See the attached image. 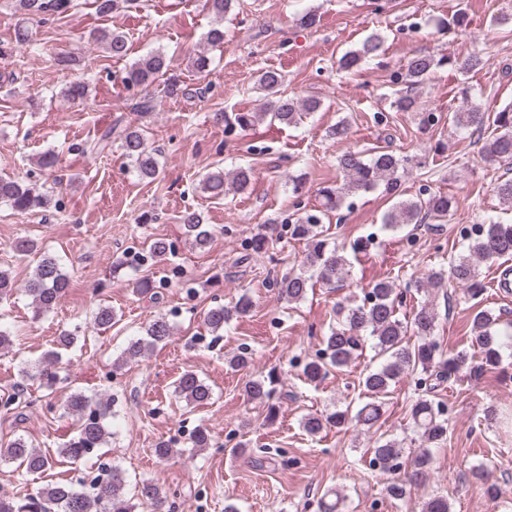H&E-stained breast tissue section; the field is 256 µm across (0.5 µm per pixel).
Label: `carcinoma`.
I'll return each instance as SVG.
<instances>
[{"label": "carcinoma", "instance_id": "cac0c4a2", "mask_svg": "<svg viewBox=\"0 0 512 512\" xmlns=\"http://www.w3.org/2000/svg\"><path fill=\"white\" fill-rule=\"evenodd\" d=\"M71 3L72 0H12L15 12L34 16L63 14L71 8ZM94 41L113 58H123L128 54L127 40L119 32L101 30ZM384 45L382 35L371 34L358 49L343 54L339 67L353 71L363 61L383 54ZM443 63L462 73H469L480 69L483 60L473 55L463 61L451 55L439 59L432 55H415L406 64L405 88L395 93L391 106L398 112L420 111L414 88L423 84L431 72ZM168 67L165 54L159 51L150 53L132 63L122 81L128 87H145ZM282 83L283 77L279 71H262L257 78V88L264 99L261 110L224 116L225 130L246 131L263 119L288 127L295 126L308 114L320 109L321 101L317 98L296 100L284 95ZM87 91L88 84L76 80L62 90V95L69 100H79L86 97ZM488 121L494 126V134L481 146L482 159L490 165L512 164V106L490 115L480 104L472 102L452 113L451 118L456 128L474 132L483 130ZM114 140L121 142L123 155L139 177L155 179L158 175L156 153L147 146L144 130L140 127L111 124L86 143L83 152L102 153L112 146ZM423 165L420 156H399L389 151H375L368 155L363 151H348L341 155L337 160V170L342 183L322 188L320 208L305 211L296 223L288 225L291 238L305 242L307 250L302 268L276 281L279 296L290 303L303 300L312 287L311 277L306 275L308 268L317 270L320 279L333 287L348 279L351 261L344 249L329 246L322 227L323 216L340 210L347 198L372 191L382 183L389 188L396 186L401 174L411 167ZM252 180L253 171L249 167H238L226 173L224 168L216 166L204 175L201 185L210 197L222 199L230 194L246 192ZM0 204L9 206L19 215H26L38 209H48L52 205V196L22 180L0 177ZM456 208L457 201L453 197L424 187L416 198L394 203L383 216V226L387 230L397 231L408 224L420 223L423 215L445 221ZM183 225L198 249L208 246L211 232L202 224L199 214L188 212L183 215ZM459 237L465 253L449 257L448 266L430 268L406 283L402 289L388 278L379 280L370 286L361 301L354 300L336 308V325L322 337L321 348L315 358L304 365L302 373L305 379L317 384L326 379L331 371L344 370L363 352L369 337L374 340L373 348L383 362L363 374L362 390L367 402L355 412L347 407L331 413L307 415L303 428L308 434L315 436L327 427L341 428L353 422L370 427L380 417L379 399L385 397L401 378L424 373L433 380L431 388L435 389L464 371L476 375L487 366L499 365L505 350L512 349V322L483 308L476 310L472 319L475 329L473 351L462 349L447 352L434 338L437 316L430 301L431 295L454 282L464 286L470 298L480 299L486 291L485 282L480 278V264L512 258V224L491 220L480 225V230L475 232L460 229ZM170 252L171 243L156 239L141 254H127L114 262L112 272L122 267L133 269L147 257H162ZM69 287L70 278L58 260L51 255L44 256L24 285V293L31 299L33 316L39 318L53 311ZM15 292L14 279L8 270L1 269L0 304L8 302ZM408 293L421 296V300L413 307L411 319L403 321L397 316V311ZM252 309V300L243 296L231 307L219 304L210 308L204 316V324L218 339L231 320L249 315ZM117 317L112 307L100 304L95 308L92 320L98 328L106 329L117 321ZM144 331V336L131 342L124 351L122 362L141 358L155 347L169 343L174 336L173 325L164 315L154 317ZM410 331L418 336L417 343L413 345L407 340ZM60 369L61 353L49 350L42 355L38 364L22 368L19 387L23 388L26 381L36 379L42 387L52 391L61 380ZM244 391L251 400L266 406L268 419L275 418L276 402L280 399L275 373L249 379ZM175 394L194 406L204 405L213 397L212 388L189 370L176 381ZM61 409L63 414L76 421L77 427L75 434L60 445L57 456L77 463L107 444L110 438L108 419L113 416L110 400L93 398L75 390L66 397ZM410 418L414 431L422 441L413 470H404L400 442L384 435L376 439L371 458L372 466L392 475L385 493L394 500L402 501L407 497L412 483L431 464L430 448L441 445L448 435V419L444 417L442 405L430 398L418 397L410 408ZM55 457L37 450L22 436L0 446V465H13L25 475L52 467ZM474 475L484 485L485 494L490 500L494 501L500 496L501 490L497 483L490 481L489 473L478 468ZM80 485L79 481L63 480L22 495L0 493V512H135L145 502L156 507L168 505V493L161 486L142 482L131 488L125 473L116 467L96 482L93 494L84 492Z\"/></svg>", "mask_w": 512, "mask_h": 512}]
</instances>
